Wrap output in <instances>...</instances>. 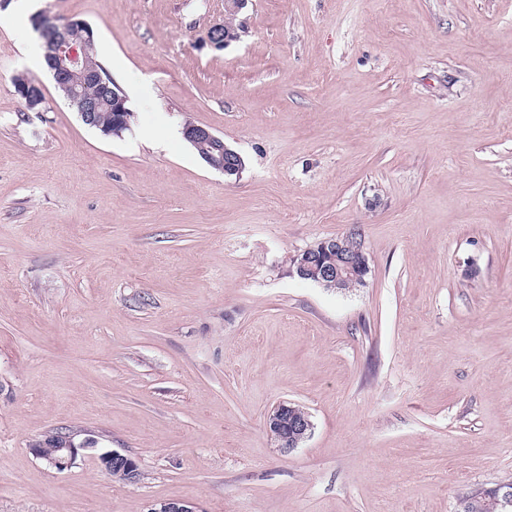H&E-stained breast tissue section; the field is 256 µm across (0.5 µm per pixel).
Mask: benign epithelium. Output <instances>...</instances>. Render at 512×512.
<instances>
[{
  "label": "benign epithelium",
  "mask_w": 512,
  "mask_h": 512,
  "mask_svg": "<svg viewBox=\"0 0 512 512\" xmlns=\"http://www.w3.org/2000/svg\"><path fill=\"white\" fill-rule=\"evenodd\" d=\"M36 28L44 36L45 58L64 98L71 105H77L83 122L96 125V113L103 102L109 100L112 111H126L128 98L117 84H109L103 74L87 65L79 66L81 54L92 44L91 27L84 21L60 19L43 12L35 17ZM231 23L212 26L207 40L215 48H224L240 39V26L229 31ZM15 93L24 100L28 108L45 103V96L39 83L25 77L15 84ZM184 139L196 150L198 156L211 168L221 171L224 176L237 177L244 169L242 155L227 145L224 138L210 128L198 124H186L182 128ZM349 235L336 236L321 241L317 248L308 249L297 265V272L303 278H311L320 284L347 283L358 279L365 270L366 257L363 246L349 247L344 241ZM293 406L283 402L274 407L266 417V430L274 439L279 450L290 452L306 440L312 432L309 418H300L292 412ZM55 445V453L43 452L46 442ZM95 441L85 440L77 445L73 440L59 433H51L31 445L33 455L49 467L64 471L74 464L82 451H92ZM102 468L112 478L122 482H134L139 477V465L135 458L118 451H107L98 455ZM150 512H197L191 502L161 501L154 504Z\"/></svg>",
  "instance_id": "1"
}]
</instances>
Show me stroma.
Listing matches in <instances>:
<instances>
[{
    "instance_id": "35a3bbf8",
    "label": "stroma",
    "mask_w": 512,
    "mask_h": 512,
    "mask_svg": "<svg viewBox=\"0 0 512 512\" xmlns=\"http://www.w3.org/2000/svg\"><path fill=\"white\" fill-rule=\"evenodd\" d=\"M43 11L92 27L128 131L33 63ZM224 14L0 0V512H458L512 479V0H249L217 49ZM354 228L364 286L297 275ZM283 401L313 423L286 453ZM52 431L138 481L50 468ZM226 4V15H231L236 18L237 14L245 7L248 0H225ZM219 23L212 26L207 33V40L211 46L215 48H224L231 42H236L240 39L242 32L240 26L229 22ZM229 26H235V30L230 33ZM14 87L15 93L24 100L28 109L34 108L39 104H45V96L39 83L24 77ZM182 135L209 167L223 172L225 177H239L243 171L245 163L242 155L209 127L188 122L182 128ZM216 156L221 159L219 165L213 164ZM293 403L283 402L274 407L266 417V430L280 451L290 452L306 440L312 432L310 418L297 417ZM102 468L112 478L122 482H134L139 477V465L135 458L118 451H107L98 455Z\"/></svg>"
}]
</instances>
